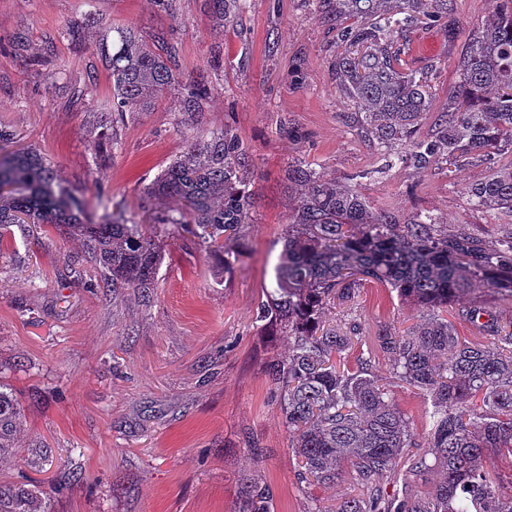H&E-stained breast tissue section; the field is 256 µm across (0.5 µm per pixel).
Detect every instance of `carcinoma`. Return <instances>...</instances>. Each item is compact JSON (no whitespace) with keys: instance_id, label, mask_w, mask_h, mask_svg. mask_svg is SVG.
Wrapping results in <instances>:
<instances>
[{"instance_id":"carcinoma-1","label":"carcinoma","mask_w":512,"mask_h":512,"mask_svg":"<svg viewBox=\"0 0 512 512\" xmlns=\"http://www.w3.org/2000/svg\"><path fill=\"white\" fill-rule=\"evenodd\" d=\"M336 29V82L358 112V130L388 161L420 173L440 163L493 161L512 151V0L460 54L454 106L439 113L434 133L418 127L430 110L427 77L408 60L410 30L439 28L458 40L455 0H326ZM358 23L346 24V18ZM112 78V112L102 136L128 112L146 108L171 86L177 48L146 42L124 27L100 35ZM203 86L185 90L184 107L200 108ZM0 127V228L39 224L79 237L99 267L102 287L127 288L150 303L164 256L160 245L121 211L93 221L81 201L58 184L54 165L34 148L10 149ZM293 204L286 224L276 287L256 309L262 326L288 338V357H270L264 374L280 404L307 485L349 481L353 492L336 512H512V325L478 302L475 288L512 298V235L488 245L463 228L450 231L429 214L374 209L354 178L332 181L316 169L290 165ZM162 201L160 224H185L197 244L230 265L217 245L250 223L259 205L250 188L240 139L226 126L207 143L187 144L146 188ZM472 203L512 215V162L469 188ZM378 284L420 309L414 327L379 333L394 378L428 397V429L416 442L389 388L358 358L345 363L359 325L329 326L328 304ZM484 335L474 345L448 320V308ZM21 409L0 389V453L13 448ZM424 451L419 452L417 448ZM401 483V493L388 485ZM34 491L0 483V512H34ZM234 512H273L269 486L247 481Z\"/></svg>"}]
</instances>
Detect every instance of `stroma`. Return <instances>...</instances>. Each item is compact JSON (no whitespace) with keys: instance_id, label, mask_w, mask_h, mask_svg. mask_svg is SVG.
Instances as JSON below:
<instances>
[{"instance_id":"35a3bbf8","label":"stroma","mask_w":512,"mask_h":512,"mask_svg":"<svg viewBox=\"0 0 512 512\" xmlns=\"http://www.w3.org/2000/svg\"><path fill=\"white\" fill-rule=\"evenodd\" d=\"M216 27L208 0H0V126L20 148L53 163L60 185L92 218L120 209L160 245L164 261L151 303L136 290L117 297L94 289L99 273L82 241L37 227L12 228L0 240V384L21 406L14 453L0 457V480L31 485L43 512H233L241 481L270 486L274 512H307L318 501L334 512L348 484L298 483V458L264 375L266 358L288 352L286 337L255 320L288 222L284 174L304 163L344 180L358 176L374 208L433 214L488 244L512 233V215L474 206L469 187L483 165L417 174L386 165L351 123L350 99L336 83V43L320 0H242ZM499 0H456L460 35L449 46L438 28L410 33L412 66L428 72L432 109L447 107L459 81L455 59ZM96 17L144 40L164 33L178 47L175 86L149 110L115 125L96 148L112 81L95 46L63 39ZM46 63L25 65L12 41ZM204 83L201 108L183 106L186 85ZM232 125L247 152L259 207L222 277L215 262L178 224H153L161 204L145 187L188 141L210 140ZM293 127L295 137L284 133ZM419 312L388 288L365 286L325 313L327 323L361 328L353 355L370 358L416 436L430 404L391 377L379 329L403 331ZM82 474L63 487L68 470Z\"/></svg>"}]
</instances>
